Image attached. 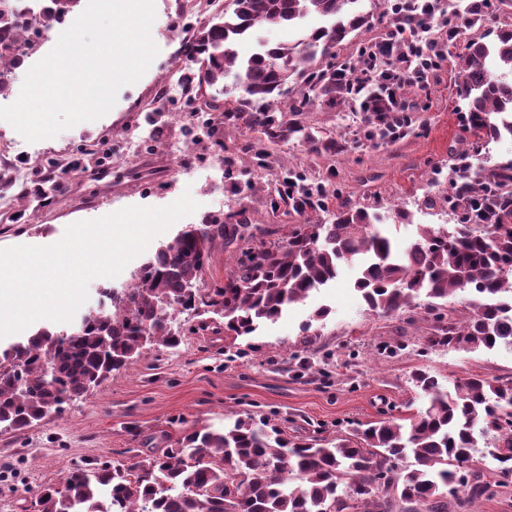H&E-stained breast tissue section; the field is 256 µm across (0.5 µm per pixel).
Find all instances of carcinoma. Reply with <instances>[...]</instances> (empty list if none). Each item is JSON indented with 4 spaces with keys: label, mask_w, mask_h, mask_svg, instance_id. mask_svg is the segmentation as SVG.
Here are the masks:
<instances>
[{
    "label": "carcinoma",
    "mask_w": 512,
    "mask_h": 512,
    "mask_svg": "<svg viewBox=\"0 0 512 512\" xmlns=\"http://www.w3.org/2000/svg\"><path fill=\"white\" fill-rule=\"evenodd\" d=\"M45 23L61 22L79 0H53ZM359 0H224V12L198 28L186 45V62L198 65V83L214 88L234 73L233 107L224 118L262 135L242 146L261 169L269 145L298 140L313 152L338 154L336 140L322 138L293 119L315 102L363 98L346 92L342 73L356 64L335 63L336 48L371 25ZM509 9L512 0H477L467 8ZM310 15L324 23L292 44L257 42L240 56L239 44L257 26L297 27ZM457 96L467 102L465 120L479 142L512 139V23L490 41L471 40L455 55ZM19 63L0 54V95ZM292 86L286 92L282 85ZM461 152L448 180L445 203L463 223L420 226L403 254L393 249L378 216L342 208L328 224H293L245 233L246 224L207 219L185 227L141 269L129 292L110 313H99L65 335L41 328L0 354V426L21 431L57 413L62 405L126 369L148 345L178 347L183 336L168 327L177 312H213L224 318V334L247 336L273 322L291 305L336 280L344 262L359 263L355 289L372 310L395 313L423 297L439 326L425 345L492 350L512 348V159L473 164ZM279 201L297 213L324 209L326 186L305 187L281 179ZM237 245L219 288H200L216 239ZM468 292V316L443 322L448 295ZM412 380L427 398L409 426L384 419L355 428L334 443L294 440L280 428L238 417L221 430L186 432L178 447L148 461L103 464L70 472L42 487L40 512H353L374 503L380 512L462 510L495 488L512 482V382L466 378L451 394L429 372ZM497 465L495 481L477 464L481 447ZM411 457L402 469L399 462ZM469 470L461 472L460 464Z\"/></svg>",
    "instance_id": "1"
}]
</instances>
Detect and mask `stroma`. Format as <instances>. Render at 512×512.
Masks as SVG:
<instances>
[{
  "mask_svg": "<svg viewBox=\"0 0 512 512\" xmlns=\"http://www.w3.org/2000/svg\"><path fill=\"white\" fill-rule=\"evenodd\" d=\"M466 3L440 0L439 8L462 39L491 40L502 14L490 9L474 23ZM155 11L151 37L159 52L138 81L119 90L104 116L34 143L0 120V155L12 159L17 173L0 178V249L49 246L76 222L129 206L163 207L186 192L199 204L119 276L93 279L80 314L110 307L106 289L127 288L162 244L203 218L240 212L248 223L284 229L329 223L330 211L270 208L267 182L285 171L329 185L333 209L363 208L383 217L395 207L409 211V222L390 228L400 248L419 225L450 223L446 210L426 201L444 194L457 152L473 141L461 118L465 104L456 96L453 56L419 91L423 109L404 137L368 140L363 113L344 103L318 104L302 114L303 124L336 139L343 152L318 155L305 144L282 142L263 172L242 153L240 126L223 124L191 137L190 119L172 116L164 95L171 72L182 74L188 97L214 113L223 112L225 98L198 86L181 54L192 37L183 0H155ZM356 275L355 266H343L331 286L248 336L225 335L224 320L214 313L201 321L182 316L179 348L151 347L128 369L69 401L61 414L23 431L0 429V512H38L39 486L95 464L149 459L176 447L195 425L218 429L251 414L294 437L333 439L385 417L412 416L424 404L412 381L417 369L450 392L472 375L512 381V349L425 348L433 324L422 307L393 315L371 310L354 289ZM322 305L330 307L329 316L310 322ZM306 323L312 335L307 345L301 342ZM232 347L242 358L227 360Z\"/></svg>",
  "mask_w": 512,
  "mask_h": 512,
  "instance_id": "stroma-1",
  "label": "stroma"
}]
</instances>
